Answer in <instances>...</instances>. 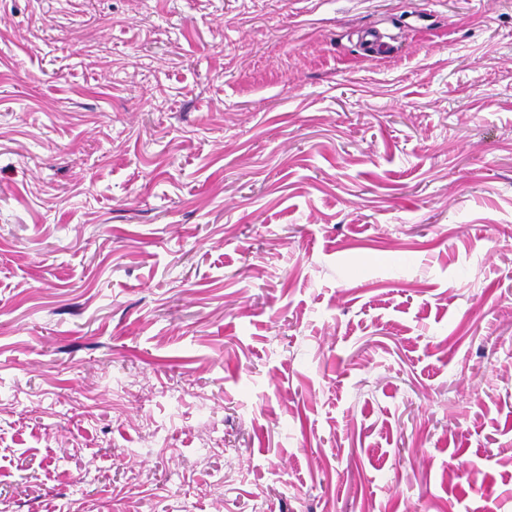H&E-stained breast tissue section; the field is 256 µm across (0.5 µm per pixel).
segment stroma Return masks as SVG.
<instances>
[{"label": "stroma", "instance_id": "obj_1", "mask_svg": "<svg viewBox=\"0 0 512 512\" xmlns=\"http://www.w3.org/2000/svg\"><path fill=\"white\" fill-rule=\"evenodd\" d=\"M0 512H512V0H0Z\"/></svg>", "mask_w": 512, "mask_h": 512}]
</instances>
